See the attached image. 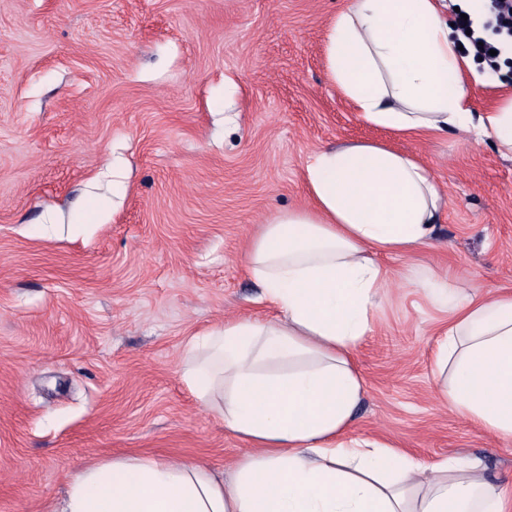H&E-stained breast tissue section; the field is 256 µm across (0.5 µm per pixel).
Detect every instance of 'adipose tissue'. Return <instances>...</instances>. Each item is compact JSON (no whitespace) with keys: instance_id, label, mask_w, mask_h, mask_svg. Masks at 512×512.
<instances>
[{"instance_id":"adipose-tissue-1","label":"adipose tissue","mask_w":512,"mask_h":512,"mask_svg":"<svg viewBox=\"0 0 512 512\" xmlns=\"http://www.w3.org/2000/svg\"><path fill=\"white\" fill-rule=\"evenodd\" d=\"M337 90L400 135L464 131L512 154V98L468 106L461 54L436 0H351L325 37ZM312 205L261 225L247 270L272 320L241 318L193 336L181 368L197 400L251 451L231 475L192 461L122 456L77 472L51 512H512L481 460L419 462L349 431L364 388L354 352L371 333L386 272L380 254L432 243L444 196L416 158L379 142L313 152ZM407 287L448 311L433 355L441 399L512 439V293L470 294L437 276Z\"/></svg>"}]
</instances>
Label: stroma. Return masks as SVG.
Listing matches in <instances>:
<instances>
[{
	"label": "stroma",
	"instance_id": "35a3bbf8",
	"mask_svg": "<svg viewBox=\"0 0 512 512\" xmlns=\"http://www.w3.org/2000/svg\"><path fill=\"white\" fill-rule=\"evenodd\" d=\"M348 0H0V512H46L112 456L230 470L249 450L183 383L189 340L274 309L245 268L260 224L309 206L317 149L413 154L445 200L432 246L381 257L386 300L354 360L351 431L422 461L481 458L512 494V440L439 400L433 271L512 291V157L464 132L368 124L324 42ZM105 204L103 219L75 222Z\"/></svg>",
	"mask_w": 512,
	"mask_h": 512
}]
</instances>
